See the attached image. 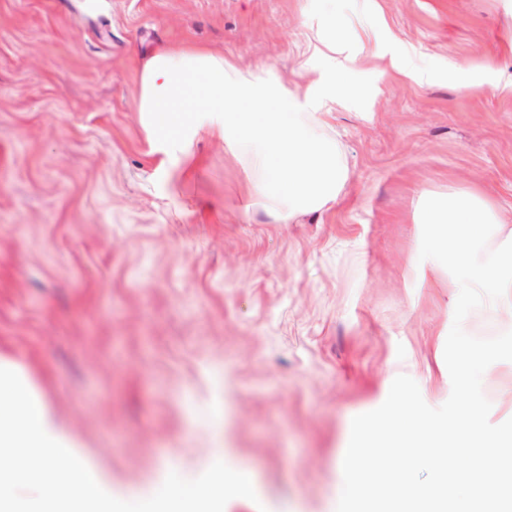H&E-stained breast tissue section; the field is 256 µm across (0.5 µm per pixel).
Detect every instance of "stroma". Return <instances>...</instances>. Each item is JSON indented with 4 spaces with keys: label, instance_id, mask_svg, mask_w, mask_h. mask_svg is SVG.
<instances>
[{
    "label": "stroma",
    "instance_id": "obj_1",
    "mask_svg": "<svg viewBox=\"0 0 512 512\" xmlns=\"http://www.w3.org/2000/svg\"><path fill=\"white\" fill-rule=\"evenodd\" d=\"M511 24L504 0H0V355L110 494L221 459L257 495L224 512H336L353 417L401 374L448 399L457 291L418 280L416 214L478 187L512 221ZM187 43L291 88L348 74L321 103L336 202L281 224L222 141L160 151L140 72ZM482 389L512 418V361Z\"/></svg>",
    "mask_w": 512,
    "mask_h": 512
}]
</instances>
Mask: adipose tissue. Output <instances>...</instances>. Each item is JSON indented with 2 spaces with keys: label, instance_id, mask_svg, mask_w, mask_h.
Here are the masks:
<instances>
[{
  "label": "adipose tissue",
  "instance_id": "obj_1",
  "mask_svg": "<svg viewBox=\"0 0 512 512\" xmlns=\"http://www.w3.org/2000/svg\"><path fill=\"white\" fill-rule=\"evenodd\" d=\"M136 110L170 150L199 134L223 140L248 175L251 204L279 221L322 210L345 188L323 113L272 68L244 70L199 44L161 49L142 69ZM419 224L449 287L486 290L492 314L512 315V225L483 192L427 196Z\"/></svg>",
  "mask_w": 512,
  "mask_h": 512
}]
</instances>
